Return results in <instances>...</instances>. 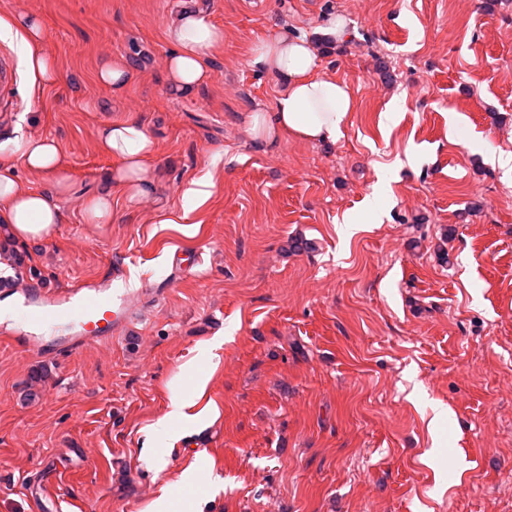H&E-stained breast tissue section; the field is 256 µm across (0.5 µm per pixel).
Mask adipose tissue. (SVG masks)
<instances>
[{"label": "adipose tissue", "instance_id": "1", "mask_svg": "<svg viewBox=\"0 0 512 512\" xmlns=\"http://www.w3.org/2000/svg\"><path fill=\"white\" fill-rule=\"evenodd\" d=\"M0 37L11 40L20 54L29 100H36L38 89L57 82L58 63L46 49L40 14L0 16ZM164 37L171 47L165 60L167 91L190 95L209 81L224 32L205 10L189 7L166 25ZM320 46V38L283 33L253 48L251 66L274 77L279 87L272 109H256L246 118L245 131L256 145L290 136L308 142L332 141L341 134L354 110V97L347 83L319 72ZM96 139L113 165L97 191L82 199L81 213L85 223L108 224L113 189L132 201L156 193V144L147 127L133 118L99 124ZM14 162L48 186L34 188L0 175V223L17 240L36 247L61 221L60 201L71 188L70 168L56 139L19 124L0 132V165Z\"/></svg>", "mask_w": 512, "mask_h": 512}]
</instances>
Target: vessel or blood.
<instances>
[{
  "mask_svg": "<svg viewBox=\"0 0 512 512\" xmlns=\"http://www.w3.org/2000/svg\"><path fill=\"white\" fill-rule=\"evenodd\" d=\"M16 71L11 57L0 56V104L14 97ZM23 319L31 325H43L54 319H68L78 324L80 333L58 344V351L72 352L103 339L124 327L131 318L129 297L109 292L104 287L73 288L63 293L27 290L20 308Z\"/></svg>",
  "mask_w": 512,
  "mask_h": 512,
  "instance_id": "b4317fda",
  "label": "vessel or blood"
}]
</instances>
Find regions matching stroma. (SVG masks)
<instances>
[{
  "instance_id": "obj_1",
  "label": "stroma",
  "mask_w": 512,
  "mask_h": 512,
  "mask_svg": "<svg viewBox=\"0 0 512 512\" xmlns=\"http://www.w3.org/2000/svg\"><path fill=\"white\" fill-rule=\"evenodd\" d=\"M187 2L0 0V16L40 12L62 65L36 107L17 89L0 131L26 118L72 172L62 222L39 247L12 241L0 272L60 292L135 270L150 291L71 353L41 350L78 335L68 321L38 347L17 344L22 319L0 323V512H149L164 495L202 512H512V0H199L224 44L210 83L174 97L163 30ZM333 16L346 33L319 62L354 96L341 136L253 145L243 118L278 87L252 48ZM119 54L136 70L114 98L94 73ZM126 117L155 140L158 193L113 191L111 223H84L113 164L94 129ZM181 249L201 260L177 274ZM216 336L198 395L187 363ZM175 392L198 420L159 441L157 467L140 449ZM191 467L219 483L180 484Z\"/></svg>"
}]
</instances>
